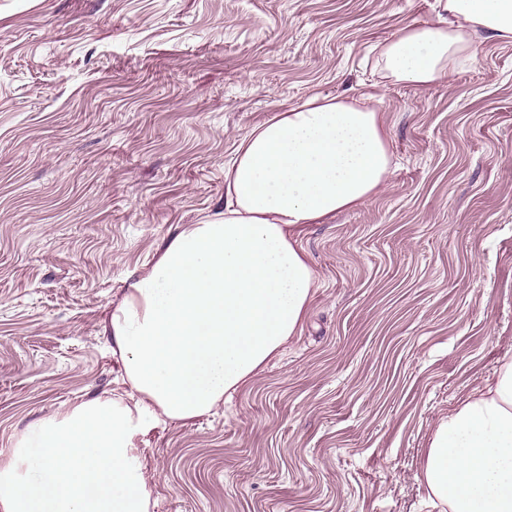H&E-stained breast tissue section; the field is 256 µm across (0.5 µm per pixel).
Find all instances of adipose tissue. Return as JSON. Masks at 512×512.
I'll return each mask as SVG.
<instances>
[{"label":"adipose tissue","instance_id":"adipose-tissue-1","mask_svg":"<svg viewBox=\"0 0 512 512\" xmlns=\"http://www.w3.org/2000/svg\"><path fill=\"white\" fill-rule=\"evenodd\" d=\"M446 19L380 47L390 79L429 85L512 39V0H446ZM392 155L375 109L313 96L270 115L224 168V210L182 225L102 329L136 397L44 418L0 464V512H148L135 439L155 421L212 413L301 328L315 272L302 229L368 203ZM423 476L439 512H512V360L438 423Z\"/></svg>","mask_w":512,"mask_h":512}]
</instances>
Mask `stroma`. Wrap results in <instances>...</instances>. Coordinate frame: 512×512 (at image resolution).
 I'll use <instances>...</instances> for the list:
<instances>
[{"label":"stroma","mask_w":512,"mask_h":512,"mask_svg":"<svg viewBox=\"0 0 512 512\" xmlns=\"http://www.w3.org/2000/svg\"><path fill=\"white\" fill-rule=\"evenodd\" d=\"M445 0H0V461L129 393L102 324L184 224L224 209L254 125L368 96L392 167L307 225L302 331L214 412L138 438L149 512H429L439 421L512 356V42L427 87L380 44Z\"/></svg>","instance_id":"1"}]
</instances>
